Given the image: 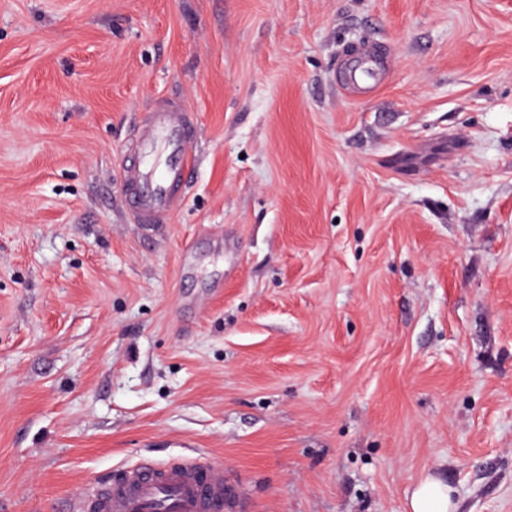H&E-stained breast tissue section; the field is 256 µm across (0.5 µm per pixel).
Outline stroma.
Masks as SVG:
<instances>
[{
  "instance_id": "1",
  "label": "stroma",
  "mask_w": 512,
  "mask_h": 512,
  "mask_svg": "<svg viewBox=\"0 0 512 512\" xmlns=\"http://www.w3.org/2000/svg\"><path fill=\"white\" fill-rule=\"evenodd\" d=\"M163 98L197 166L134 224ZM185 456L243 512H512V0H0V512ZM372 57H366L348 70L349 81L358 87H369L376 81L377 69ZM193 117L175 99L160 100L126 149L122 192L134 224H168L194 168ZM452 501L440 480L425 476L413 491L409 500V512H451Z\"/></svg>"
}]
</instances>
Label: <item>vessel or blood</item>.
Instances as JSON below:
<instances>
[{"label":"vessel or blood","instance_id":"vessel-or-blood-1","mask_svg":"<svg viewBox=\"0 0 512 512\" xmlns=\"http://www.w3.org/2000/svg\"><path fill=\"white\" fill-rule=\"evenodd\" d=\"M373 58H364L348 71L358 87L375 82ZM193 117L173 99L160 100L137 128L126 149L122 192L127 213L136 224L169 223L194 168ZM169 512H239L241 490L219 463L184 460L167 466L146 461L128 467L111 484L89 498H77V512H156L157 503Z\"/></svg>","mask_w":512,"mask_h":512}]
</instances>
